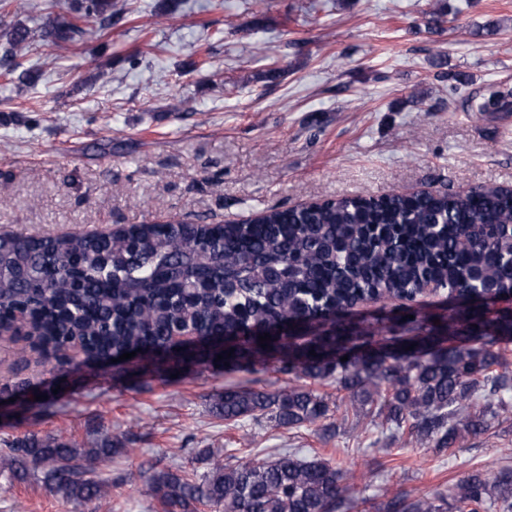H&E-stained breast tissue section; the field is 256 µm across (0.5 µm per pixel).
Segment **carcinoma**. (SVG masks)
Returning <instances> with one entry per match:
<instances>
[{"label": "carcinoma", "mask_w": 512, "mask_h": 512, "mask_svg": "<svg viewBox=\"0 0 512 512\" xmlns=\"http://www.w3.org/2000/svg\"><path fill=\"white\" fill-rule=\"evenodd\" d=\"M112 8V0H80L44 33L59 47L83 33L86 19L112 24ZM3 37L0 72L12 75L29 30ZM511 97L490 84L468 107L501 112ZM430 282L445 294L438 313L418 304ZM511 298L512 190L502 187L330 198L203 227L0 238V321L22 312L26 339L54 370L135 351L112 371L252 374L273 365L298 380L332 377L351 405L374 406L378 431L400 430L442 452L482 433L493 407L507 406L512 359L492 347L512 337V308L496 307ZM387 299L400 304L371 320L354 312ZM265 330L275 335L263 348ZM218 336L235 337L234 353L220 361L210 344ZM75 339L84 342L79 361L68 353ZM333 406L304 385H229L212 411L229 423L294 428L328 419ZM126 452L110 441L82 448L33 433L4 441L0 469L24 479L41 468L47 488L87 504L112 492L96 463ZM343 477L328 461L288 451L217 462L203 474L155 471L144 487L164 512H346ZM385 510L512 512V468L477 470L417 499L396 496Z\"/></svg>", "instance_id": "carcinoma-1"}]
</instances>
